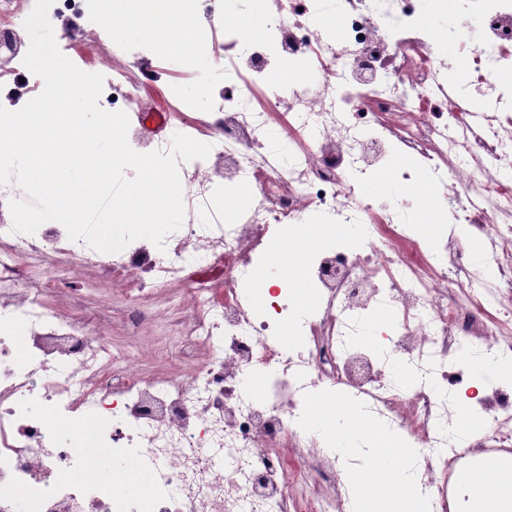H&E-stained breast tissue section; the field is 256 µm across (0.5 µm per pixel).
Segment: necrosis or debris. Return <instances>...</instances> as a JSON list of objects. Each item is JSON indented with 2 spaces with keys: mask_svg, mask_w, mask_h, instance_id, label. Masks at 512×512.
Masks as SVG:
<instances>
[{
  "mask_svg": "<svg viewBox=\"0 0 512 512\" xmlns=\"http://www.w3.org/2000/svg\"><path fill=\"white\" fill-rule=\"evenodd\" d=\"M87 0H53L49 17L72 15L59 46L86 51L104 77L103 100L134 102L148 90L131 77L127 45L109 26L79 24ZM202 4L206 25L189 31L185 50L223 35L224 62L210 86L222 91L206 125L207 158L192 160L184 192L210 223L185 224L163 247L146 240L124 254L70 240L66 230L13 232L0 225V512H345L354 489L345 451L323 444L304 424L312 398L352 400L396 430L418 470L404 494L448 512V488L467 462L512 450V429L473 432L465 447L448 445L457 427L450 386L468 363L512 360V0H435L449 23L429 22L426 0H336L340 31L324 25L322 0H185ZM35 0H0V77L26 73L21 23ZM262 8L261 36L240 21ZM304 19L289 23V12ZM485 39L474 37L475 19ZM469 57L492 93L476 98L473 82H449L445 52ZM319 72L317 81L281 86L279 61ZM262 82L270 107L248 95ZM285 108L286 122L272 125ZM395 167L413 187L431 173L436 203L464 236L436 244L415 232L417 212L372 202L358 187ZM251 187L252 204L236 196ZM332 220L333 244L305 258L308 285L321 305L296 322L287 289H268L267 310L248 300L278 269L267 242L298 243L306 220ZM490 240L484 266L466 262L467 236ZM101 268L134 301L143 323L170 329L183 346L212 356L183 374L147 381L133 356L112 348L100 326L64 319L46 305L61 275ZM177 287L189 313L170 328L158 290ZM296 322L292 343L281 329ZM26 329L16 359L15 324ZM256 387H247L250 377ZM92 414L80 444L59 420ZM136 457L152 476L130 496L75 482L92 449Z\"/></svg>",
  "mask_w": 512,
  "mask_h": 512,
  "instance_id": "obj_1",
  "label": "necrosis or debris"
}]
</instances>
